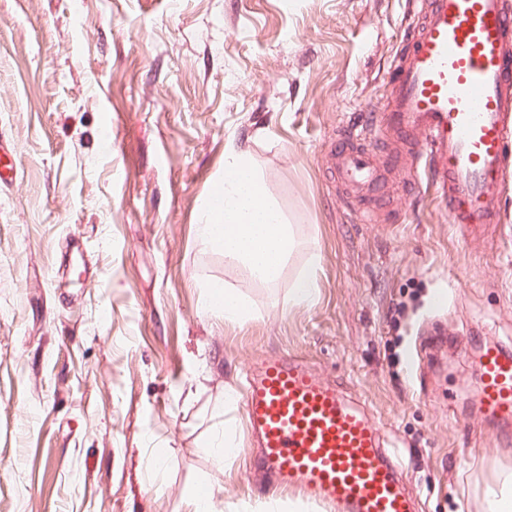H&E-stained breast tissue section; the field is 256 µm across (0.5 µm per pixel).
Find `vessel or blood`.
<instances>
[{
	"mask_svg": "<svg viewBox=\"0 0 512 512\" xmlns=\"http://www.w3.org/2000/svg\"><path fill=\"white\" fill-rule=\"evenodd\" d=\"M396 144L387 163L427 179L464 238L499 224L512 179V0H421L395 59L382 112L342 139L336 179L371 192L385 179L370 143ZM475 399L512 422V352L491 344L477 360ZM260 462L278 484H299L343 512H415L364 406L284 356L263 360L243 398Z\"/></svg>",
	"mask_w": 512,
	"mask_h": 512,
	"instance_id": "1",
	"label": "vessel or blood"
}]
</instances>
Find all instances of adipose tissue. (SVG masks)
Here are the masks:
<instances>
[{
  "mask_svg": "<svg viewBox=\"0 0 512 512\" xmlns=\"http://www.w3.org/2000/svg\"><path fill=\"white\" fill-rule=\"evenodd\" d=\"M196 236L220 249L225 261L247 279L273 287L298 246L301 231L287 222L271 198L250 150L232 144L224 152V177L204 202ZM318 264L313 253L297 271L288 291L290 305L309 309L318 303ZM205 307L229 325H245L254 315L247 297L218 280L206 285Z\"/></svg>",
  "mask_w": 512,
  "mask_h": 512,
  "instance_id": "ef3b65f1",
  "label": "adipose tissue"
}]
</instances>
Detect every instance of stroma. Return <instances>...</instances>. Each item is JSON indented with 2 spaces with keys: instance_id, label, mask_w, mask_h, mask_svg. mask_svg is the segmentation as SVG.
Instances as JSON below:
<instances>
[{
  "instance_id": "stroma-1",
  "label": "stroma",
  "mask_w": 512,
  "mask_h": 512,
  "mask_svg": "<svg viewBox=\"0 0 512 512\" xmlns=\"http://www.w3.org/2000/svg\"><path fill=\"white\" fill-rule=\"evenodd\" d=\"M411 0H0V512H192L189 494L273 489L225 389L270 356L366 404L416 512H486L512 427L476 403L481 345L512 351V185L461 242L424 186L389 174L369 224L324 154L379 109ZM112 150L104 152V130ZM248 143L304 233L279 284L201 244L228 143ZM321 299L288 306L309 253ZM219 280L255 317L204 309ZM229 419L241 463L209 449Z\"/></svg>"
}]
</instances>
